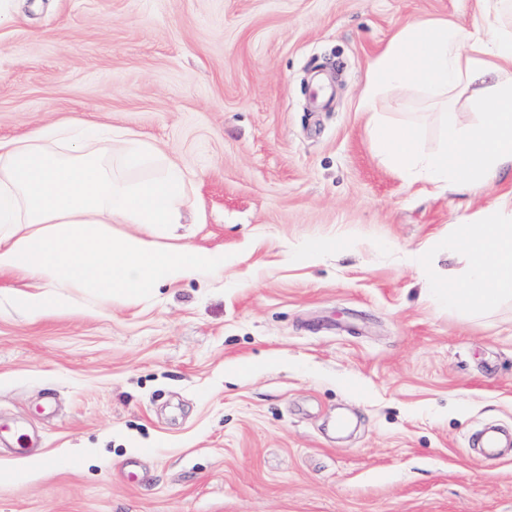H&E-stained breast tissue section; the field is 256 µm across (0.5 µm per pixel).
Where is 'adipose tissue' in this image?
I'll use <instances>...</instances> for the list:
<instances>
[{"instance_id": "adipose-tissue-1", "label": "adipose tissue", "mask_w": 512, "mask_h": 512, "mask_svg": "<svg viewBox=\"0 0 512 512\" xmlns=\"http://www.w3.org/2000/svg\"><path fill=\"white\" fill-rule=\"evenodd\" d=\"M395 86L427 91L443 111L469 96L481 118L466 131L444 123L440 149L424 148L413 126L378 117L381 91ZM361 107L377 153L405 178L460 191L500 179L512 172V26L404 27L372 61ZM98 137L124 145L121 167L81 151V140ZM66 142L72 149L64 155ZM155 162V148L122 128L61 122L28 139H0V274L40 282L38 290L14 292L15 307L31 315L66 311L76 290L132 303L160 285L223 270V256L209 250L157 242L162 227L180 221L187 177L171 164L141 182L127 179L126 170ZM113 223L139 232L113 238ZM444 254L466 262L460 279L439 285L449 306L489 309L512 300V196L455 224Z\"/></svg>"}]
</instances>
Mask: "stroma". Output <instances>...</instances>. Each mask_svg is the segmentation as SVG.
Segmentation results:
<instances>
[{"instance_id":"obj_1","label":"stroma","mask_w":512,"mask_h":512,"mask_svg":"<svg viewBox=\"0 0 512 512\" xmlns=\"http://www.w3.org/2000/svg\"><path fill=\"white\" fill-rule=\"evenodd\" d=\"M479 0H0V137L125 128L187 174L223 276L27 318L0 275V512H512V300L448 307L452 224L512 192L377 155L370 63ZM427 146L441 116L381 96Z\"/></svg>"}]
</instances>
